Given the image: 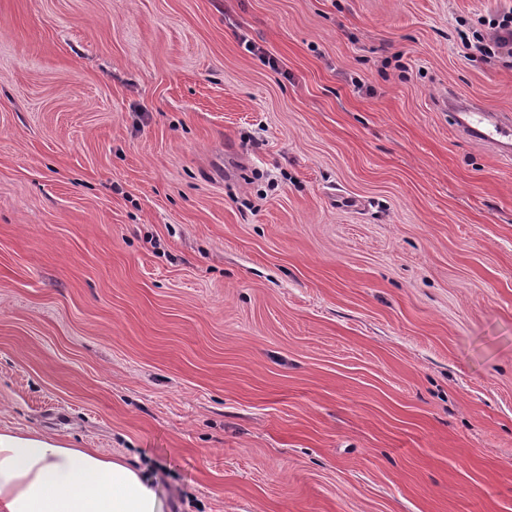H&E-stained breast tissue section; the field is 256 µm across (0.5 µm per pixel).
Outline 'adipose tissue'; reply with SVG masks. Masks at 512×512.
Instances as JSON below:
<instances>
[{
    "label": "adipose tissue",
    "instance_id": "ef3b65f1",
    "mask_svg": "<svg viewBox=\"0 0 512 512\" xmlns=\"http://www.w3.org/2000/svg\"><path fill=\"white\" fill-rule=\"evenodd\" d=\"M0 512H163L138 462L0 432Z\"/></svg>",
    "mask_w": 512,
    "mask_h": 512
}]
</instances>
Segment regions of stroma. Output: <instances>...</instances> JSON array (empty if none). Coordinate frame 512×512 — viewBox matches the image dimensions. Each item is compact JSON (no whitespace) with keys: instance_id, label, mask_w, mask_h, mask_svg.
<instances>
[{"instance_id":"obj_1","label":"stroma","mask_w":512,"mask_h":512,"mask_svg":"<svg viewBox=\"0 0 512 512\" xmlns=\"http://www.w3.org/2000/svg\"><path fill=\"white\" fill-rule=\"evenodd\" d=\"M511 11L0 0V429L163 512H512V160L437 109L512 113ZM490 26L492 31L489 34L472 32V40L469 34L460 31L461 42L481 57L512 59V12L504 14L501 20Z\"/></svg>"}]
</instances>
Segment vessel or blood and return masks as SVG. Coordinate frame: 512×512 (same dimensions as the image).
Segmentation results:
<instances>
[{"label": "vessel or blood", "instance_id": "obj_1", "mask_svg": "<svg viewBox=\"0 0 512 512\" xmlns=\"http://www.w3.org/2000/svg\"><path fill=\"white\" fill-rule=\"evenodd\" d=\"M437 107L448 113L460 138L488 146L506 157L512 155V114L488 111L455 95L440 99Z\"/></svg>", "mask_w": 512, "mask_h": 512}]
</instances>
